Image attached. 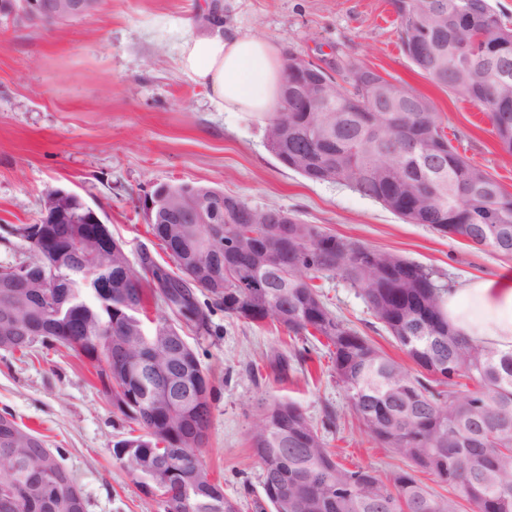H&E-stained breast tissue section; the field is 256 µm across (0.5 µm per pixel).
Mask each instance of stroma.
I'll return each mask as SVG.
<instances>
[{
	"mask_svg": "<svg viewBox=\"0 0 512 512\" xmlns=\"http://www.w3.org/2000/svg\"><path fill=\"white\" fill-rule=\"evenodd\" d=\"M208 14L225 32L265 37L282 54H301L331 72L369 68L430 97L457 153L512 193V156L488 113L412 64L390 0H100L93 13L56 24L0 15V266L26 256L12 226L39 223L44 192L61 187L98 212L131 261L146 252L171 268L147 231V203L160 186L189 183L397 254L431 269L442 286L512 275V257L405 223L346 186L306 179L272 153L263 124L244 112L216 111L176 65L179 36L206 32ZM320 286L331 310L406 362L358 289L338 278ZM210 321V334H186L214 385L201 454L242 512L262 496V468L248 436L263 400L295 402L317 425L335 410L337 425L325 436L348 468L370 467L385 480L409 469L364 433L327 347L311 342L306 363L282 373L274 362L295 346L284 327L247 323L219 307ZM2 410L59 451L87 512H164L160 495L142 491L115 457L116 442L140 430L113 408L87 361L39 345L26 356L0 350Z\"/></svg>",
	"mask_w": 512,
	"mask_h": 512,
	"instance_id": "obj_1",
	"label": "stroma"
}]
</instances>
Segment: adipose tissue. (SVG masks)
<instances>
[{"instance_id":"ef3b65f1","label":"adipose tissue","mask_w":512,"mask_h":512,"mask_svg":"<svg viewBox=\"0 0 512 512\" xmlns=\"http://www.w3.org/2000/svg\"><path fill=\"white\" fill-rule=\"evenodd\" d=\"M179 69L208 92L220 112L266 119L280 105L285 64L278 47L249 34L182 37ZM449 322L473 341L512 350V277L480 279L450 291Z\"/></svg>"}]
</instances>
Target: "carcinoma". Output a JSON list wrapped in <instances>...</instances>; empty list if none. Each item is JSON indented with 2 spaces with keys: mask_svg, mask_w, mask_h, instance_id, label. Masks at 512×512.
Instances as JSON below:
<instances>
[{
  "mask_svg": "<svg viewBox=\"0 0 512 512\" xmlns=\"http://www.w3.org/2000/svg\"><path fill=\"white\" fill-rule=\"evenodd\" d=\"M471 2L474 24L512 62V20L496 12L491 0H445L447 14ZM398 33L409 59L437 85L490 113L493 133L512 156V107L504 119L498 102L474 88L476 73L461 70L459 51L470 34L446 33L445 50L431 72L412 54L421 38L409 29L405 13L427 24L440 20L429 0H393ZM329 103L311 112L280 105L268 119V146L288 168L312 181L336 182L381 203L409 224H423L443 235L471 241L495 230L492 252L512 257V194L484 169L459 156L440 126L434 103L401 85L382 101L375 89L338 73ZM288 129V153L276 146ZM295 237L269 251L251 249L244 224H196L187 215L170 223V205L159 202L151 230L163 247L177 240L171 274L148 254L131 264L123 244L112 241V254L92 261L78 255L62 258L61 268L46 283L29 287L31 304L14 307L0 288V320L9 316L31 335L20 346L26 355L34 344L64 348L95 369L102 391L116 409L143 434L117 446L133 449L125 471L143 489L156 490L164 512H214L206 490L209 470H188L179 484L159 480L155 466L183 449L185 460L197 457L205 441L189 431L192 408L152 401L158 388L160 352L156 337L181 334L180 323L197 334L210 333L208 312L197 292L206 291L224 313L249 323H276L302 338L322 337L331 351L337 384L363 431L380 446L393 449L416 468L448 487L435 493L411 473L399 470L383 481L371 468L349 469L336 460L319 429L293 402L273 400L259 406L250 447L263 470V497L256 512H280L274 492L288 484L296 500L288 512H305L310 498L327 500L325 512H512V351L474 342L448 322L446 289L422 265L390 252L338 238L316 224L288 217ZM22 224L12 234L26 242L24 262L36 264L41 247L27 241ZM93 224H55L53 245L63 244ZM238 243L233 260H225L221 279L188 278L216 249ZM339 278L361 291L369 310L407 357L420 368L413 374L378 350L335 314L323 300L317 279ZM112 294L99 296L101 282ZM164 308L150 317L149 302ZM77 311L82 332L65 334L67 319ZM126 356L115 357L117 344ZM181 377L214 387L191 348L184 346ZM0 415V498L21 503L20 512H37L25 495L29 471L41 466L24 442L11 437Z\"/></svg>",
  "mask_w": 512,
  "mask_h": 512,
  "instance_id": "1",
  "label": "carcinoma"
}]
</instances>
